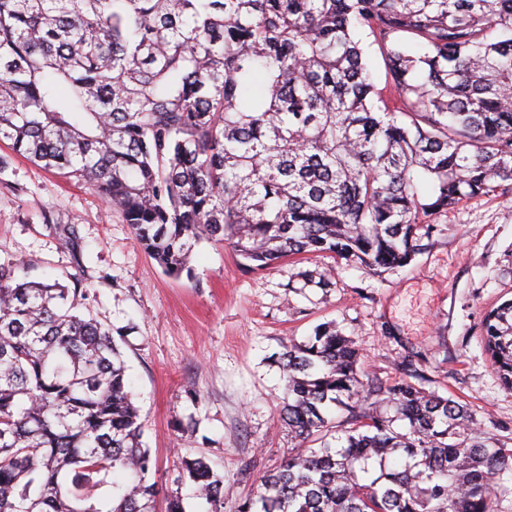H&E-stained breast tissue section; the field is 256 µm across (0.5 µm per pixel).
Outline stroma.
Instances as JSON below:
<instances>
[{
	"mask_svg": "<svg viewBox=\"0 0 512 512\" xmlns=\"http://www.w3.org/2000/svg\"><path fill=\"white\" fill-rule=\"evenodd\" d=\"M0 158V263L23 262L31 279L71 275L86 289L82 311L120 346L155 479L179 491L186 512L211 507L183 478L181 458L217 469L234 489L223 512H237L287 456L277 412L284 381L272 358L326 322L354 338L383 385L408 381L453 397L512 443V389L482 337L486 313L512 299V193L494 188L434 216L411 263L379 276L327 255L248 272L229 247L205 240L191 275L174 277L88 185L5 142Z\"/></svg>",
	"mask_w": 512,
	"mask_h": 512,
	"instance_id": "1",
	"label": "stroma"
}]
</instances>
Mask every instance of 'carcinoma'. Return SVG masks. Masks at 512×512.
I'll return each instance as SVG.
<instances>
[{"label":"carcinoma","instance_id":"1","mask_svg":"<svg viewBox=\"0 0 512 512\" xmlns=\"http://www.w3.org/2000/svg\"><path fill=\"white\" fill-rule=\"evenodd\" d=\"M0 141L89 184L169 275L203 240L252 270L384 273L434 215L512 193V0H0ZM19 267L0 264V512H155L112 331ZM483 336L512 389V300ZM278 364L295 448L239 512H512V448L463 404L378 383L328 323ZM333 409L351 428L307 447ZM180 465L222 512L224 478Z\"/></svg>","mask_w":512,"mask_h":512}]
</instances>
